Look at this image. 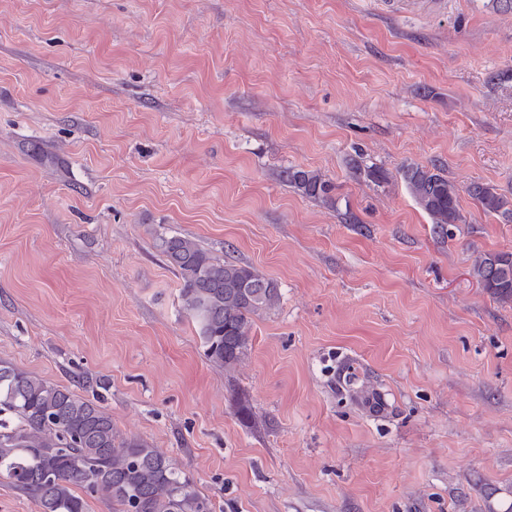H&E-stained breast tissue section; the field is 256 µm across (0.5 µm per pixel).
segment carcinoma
Returning <instances> with one entry per match:
<instances>
[{"instance_id": "carcinoma-1", "label": "carcinoma", "mask_w": 512, "mask_h": 512, "mask_svg": "<svg viewBox=\"0 0 512 512\" xmlns=\"http://www.w3.org/2000/svg\"><path fill=\"white\" fill-rule=\"evenodd\" d=\"M402 179L416 203L444 230L462 222L460 192L512 223V197L488 184L466 187L410 164ZM288 185L332 200L335 185L315 171L290 168ZM156 249L183 279L182 306L198 326L207 359L237 365L249 345L252 315L275 309L278 283L239 260L216 259L184 236H155ZM471 275L492 296L512 301V253L475 258ZM0 483L32 498L41 512H87L77 492L105 493L114 512H214L190 478L142 439L125 438L96 399L0 361Z\"/></svg>"}]
</instances>
